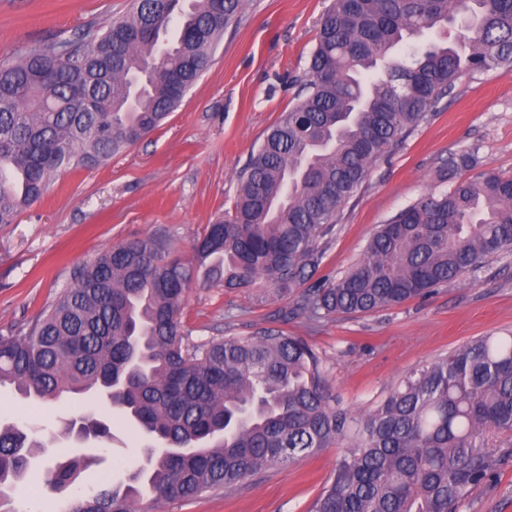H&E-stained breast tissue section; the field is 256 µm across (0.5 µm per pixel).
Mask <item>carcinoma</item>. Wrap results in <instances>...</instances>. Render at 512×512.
<instances>
[{
  "label": "carcinoma",
  "instance_id": "cac0c4a2",
  "mask_svg": "<svg viewBox=\"0 0 512 512\" xmlns=\"http://www.w3.org/2000/svg\"><path fill=\"white\" fill-rule=\"evenodd\" d=\"M247 0H134L126 16L0 62V224L41 199L59 169L108 162L157 128L210 65ZM461 24L454 40L448 28ZM512 66V0H333L319 19L297 102L238 174L224 218L183 259L163 240L113 247L27 328L0 334V387L61 402L119 383L114 407L152 439L145 469L83 488L84 457L46 467L57 512H154L229 491L261 470L353 443L310 512H458L494 477L477 440L512 431V333L412 371L366 415L336 407L323 358L272 329L185 342L198 273L226 290L262 282L310 322L368 314L477 277L512 252V178L475 171L382 225L340 277L310 282L336 221L373 163L428 121L457 81ZM68 423L0 424V512Z\"/></svg>",
  "mask_w": 512,
  "mask_h": 512
}]
</instances>
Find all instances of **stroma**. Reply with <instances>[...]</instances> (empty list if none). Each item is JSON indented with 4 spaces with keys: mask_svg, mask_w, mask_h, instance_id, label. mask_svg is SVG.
Here are the masks:
<instances>
[{
    "mask_svg": "<svg viewBox=\"0 0 512 512\" xmlns=\"http://www.w3.org/2000/svg\"><path fill=\"white\" fill-rule=\"evenodd\" d=\"M331 0H249L209 69L165 122L103 166L61 171L40 202L16 223L0 225V333L30 324L66 289L75 267L114 246L162 238L184 258L206 224L232 209L238 171L246 166L307 78L317 22ZM130 0H0V58L37 43H58L122 17ZM475 153L483 167L512 176V66L461 78L423 124L379 158L336 223L320 275L357 263L379 225L430 192L448 188L449 158ZM291 298L255 286L234 292L191 286L181 316L189 342L245 336L260 329L305 338L324 359L336 405L358 417L414 369L495 331H512V254L500 255L477 281H462L427 299L366 315L337 314L313 324L290 315ZM107 417L112 439L88 481L118 482L143 462L145 443L106 403L75 397L27 402L0 389V419L49 428L59 418ZM496 475L460 512H512V432L489 434ZM350 446L249 476L219 491L166 504L160 512H308ZM23 512H52L58 498L34 464L14 493Z\"/></svg>",
    "mask_w": 512,
    "mask_h": 512,
    "instance_id": "obj_1",
    "label": "stroma"
}]
</instances>
